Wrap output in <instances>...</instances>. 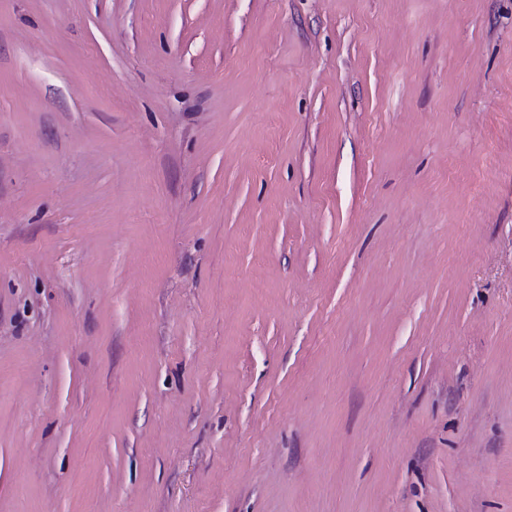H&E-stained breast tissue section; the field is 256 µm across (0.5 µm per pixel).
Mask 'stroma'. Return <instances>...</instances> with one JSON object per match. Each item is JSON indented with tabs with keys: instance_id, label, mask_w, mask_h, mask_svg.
Returning <instances> with one entry per match:
<instances>
[{
	"instance_id": "stroma-1",
	"label": "stroma",
	"mask_w": 512,
	"mask_h": 512,
	"mask_svg": "<svg viewBox=\"0 0 512 512\" xmlns=\"http://www.w3.org/2000/svg\"><path fill=\"white\" fill-rule=\"evenodd\" d=\"M0 512H512V0H0Z\"/></svg>"
}]
</instances>
